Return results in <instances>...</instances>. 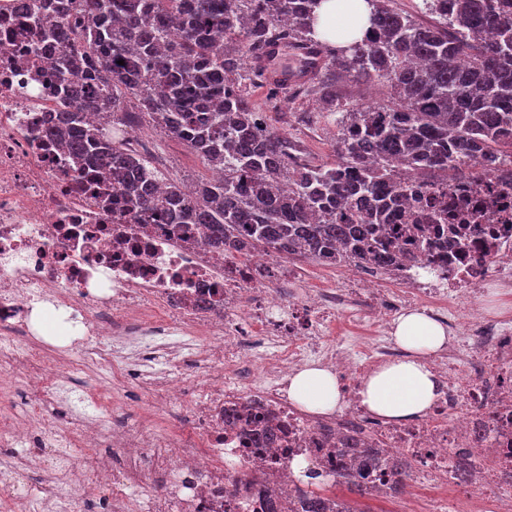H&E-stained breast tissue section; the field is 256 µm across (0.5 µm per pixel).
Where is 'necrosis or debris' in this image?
<instances>
[{
  "label": "necrosis or debris",
  "mask_w": 512,
  "mask_h": 512,
  "mask_svg": "<svg viewBox=\"0 0 512 512\" xmlns=\"http://www.w3.org/2000/svg\"><path fill=\"white\" fill-rule=\"evenodd\" d=\"M52 58L14 0H0V446L27 471L43 469L45 448L59 464L58 479L21 495L25 512H85L70 485L89 478L107 487L108 512H307L314 490L337 497L347 466L393 501L400 460L416 484L454 491L449 509L434 498L410 512H512V316L488 320L480 306L487 281L512 289V154L426 192L430 214H453L456 230L421 240L415 261L314 290L264 254L214 252L198 225L138 223L101 172L78 173L44 135L60 109ZM42 303L79 316L65 344L31 331ZM415 305L452 334L432 358L440 396L419 419L386 421L361 406L358 382L401 358L391 323ZM338 320L347 335L334 343ZM77 356L121 360L118 380L133 378L161 409L200 388L196 435L102 432L95 393L73 404L69 430L46 408L16 412L17 382L46 399L69 393ZM188 362L206 379L173 376ZM219 362L223 375H211ZM312 364L340 373L336 413L314 416L288 397L289 372ZM102 445L122 449L125 466L67 454ZM147 470L166 488L134 499Z\"/></svg>",
  "instance_id": "1"
}]
</instances>
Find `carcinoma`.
<instances>
[{
	"instance_id": "obj_1",
	"label": "carcinoma",
	"mask_w": 512,
	"mask_h": 512,
	"mask_svg": "<svg viewBox=\"0 0 512 512\" xmlns=\"http://www.w3.org/2000/svg\"><path fill=\"white\" fill-rule=\"evenodd\" d=\"M371 4L368 27L346 45L318 37L321 0H84L83 21L58 27L66 0H22L40 37L58 49L65 99L51 134L76 168L102 166L136 208L165 224H199L208 244L247 253L387 265L407 256L402 212L413 186L449 183L476 160L512 150V0H424L420 22ZM310 44L323 62L298 84L337 115V159L311 165L288 136L266 126L242 82H268V48ZM124 64L119 65L117 61ZM377 78L392 101L345 110L336 72ZM137 111L123 107L126 97ZM151 124L189 147L218 176L191 191L162 180L150 157L86 124Z\"/></svg>"
}]
</instances>
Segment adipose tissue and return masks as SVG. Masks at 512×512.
I'll use <instances>...</instances> for the list:
<instances>
[{"mask_svg": "<svg viewBox=\"0 0 512 512\" xmlns=\"http://www.w3.org/2000/svg\"><path fill=\"white\" fill-rule=\"evenodd\" d=\"M393 339L404 356L382 365L359 385L363 407L387 421L419 418L433 406L439 380L427 363L429 356L448 344L445 327L425 311L411 310L400 316ZM288 396L314 414L336 411L344 400L340 381L323 367H308L288 379Z\"/></svg>", "mask_w": 512, "mask_h": 512, "instance_id": "ef3b65f1", "label": "adipose tissue"}]
</instances>
